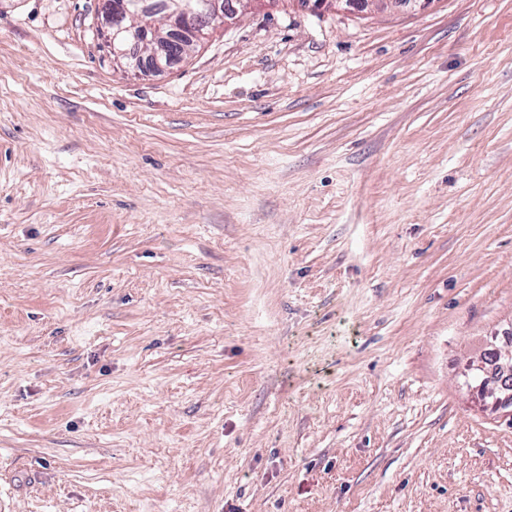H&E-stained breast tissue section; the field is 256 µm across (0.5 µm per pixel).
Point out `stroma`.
<instances>
[{
	"label": "stroma",
	"mask_w": 512,
	"mask_h": 512,
	"mask_svg": "<svg viewBox=\"0 0 512 512\" xmlns=\"http://www.w3.org/2000/svg\"><path fill=\"white\" fill-rule=\"evenodd\" d=\"M98 29L0 0V512H512V0ZM229 1V0H224ZM224 1L222 0H170L168 4V17L171 21L172 28L179 33L178 38L169 36H161L150 25H140L138 31L133 27L118 28L113 30L116 15L125 14L131 18L138 16L139 7L137 3L125 0H98L100 29L104 38L112 41L113 60L120 66L134 65L132 56L125 48L128 34L132 32L135 37H140L143 43L153 44L150 53L152 63L143 66L150 70L159 71L169 67L173 62L183 61L186 55L188 42H195L203 36V30H214L224 27L231 21L235 20L239 11L253 0H240L239 8H235L233 12L224 11ZM152 33V37L148 38V32ZM176 46L181 47V51L176 50ZM499 367H500V375L501 380L499 382L501 388L498 390H493V392L488 395V397L492 398V401L488 404L496 412L502 413H510L512 412V351H505L499 357ZM505 380H508L505 383ZM509 390V392H507ZM502 392H505L502 395ZM487 404V405H488Z\"/></svg>",
	"instance_id": "stroma-1"
}]
</instances>
